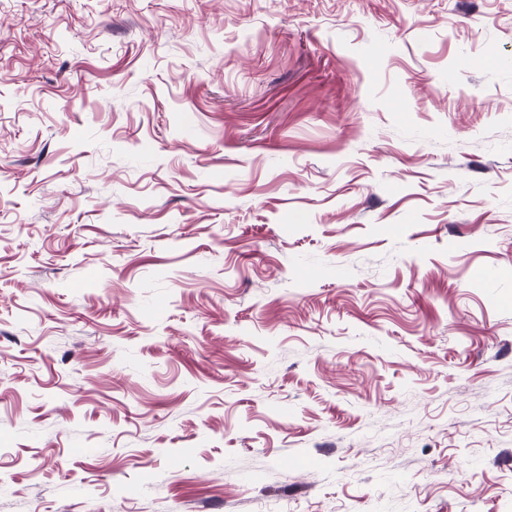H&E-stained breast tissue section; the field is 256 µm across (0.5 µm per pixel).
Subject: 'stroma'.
Wrapping results in <instances>:
<instances>
[{
    "instance_id": "35a3bbf8",
    "label": "stroma",
    "mask_w": 512,
    "mask_h": 512,
    "mask_svg": "<svg viewBox=\"0 0 512 512\" xmlns=\"http://www.w3.org/2000/svg\"><path fill=\"white\" fill-rule=\"evenodd\" d=\"M0 512H512V0H0Z\"/></svg>"
}]
</instances>
